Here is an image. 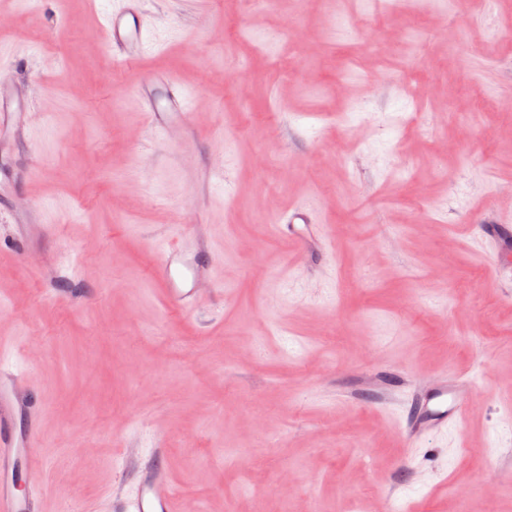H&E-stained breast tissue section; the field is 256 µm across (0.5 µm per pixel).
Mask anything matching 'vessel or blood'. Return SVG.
Instances as JSON below:
<instances>
[{"mask_svg":"<svg viewBox=\"0 0 512 512\" xmlns=\"http://www.w3.org/2000/svg\"><path fill=\"white\" fill-rule=\"evenodd\" d=\"M145 0H124L123 6L105 17L104 37L110 65L134 67L146 54L143 36V4ZM135 92L150 117V128L166 132L189 110L184 88L160 75L141 79ZM22 104L14 86L0 83V127L12 130L16 147L29 153L25 125L19 119ZM312 219L302 208L290 209L278 226L280 234L299 246H307L312 233ZM154 275L166 285V300L182 309L192 308L198 301L197 285L208 279L212 267L199 263L182 250L159 245L153 265ZM470 389L463 380L454 384L439 383L428 395L421 414L407 422L409 435L422 436L459 424ZM39 426V412L34 407L22 372L0 363V512H39L32 494H24L20 486L36 468L37 462L29 446ZM162 449L139 461L133 477L136 491L112 498V512H173V492L168 473L162 463Z\"/></svg>","mask_w":512,"mask_h":512,"instance_id":"1","label":"vessel or blood"}]
</instances>
